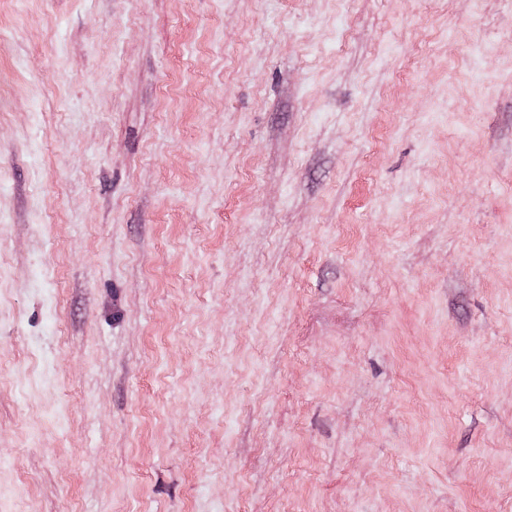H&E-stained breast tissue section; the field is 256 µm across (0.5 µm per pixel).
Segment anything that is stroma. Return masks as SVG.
<instances>
[{"instance_id": "35a3bbf8", "label": "stroma", "mask_w": 512, "mask_h": 512, "mask_svg": "<svg viewBox=\"0 0 512 512\" xmlns=\"http://www.w3.org/2000/svg\"><path fill=\"white\" fill-rule=\"evenodd\" d=\"M0 512H512V0H0Z\"/></svg>"}]
</instances>
